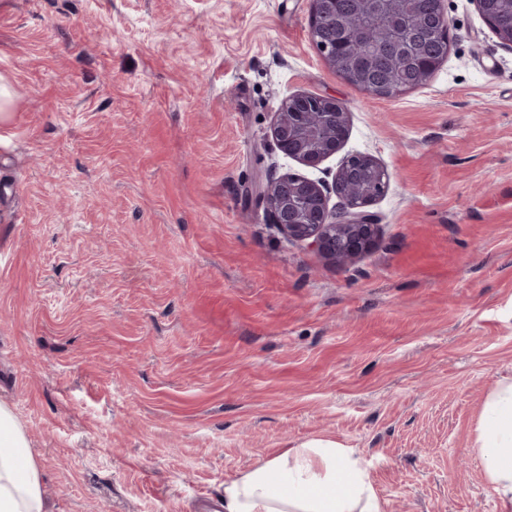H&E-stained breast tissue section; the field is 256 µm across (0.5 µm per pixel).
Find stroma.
Listing matches in <instances>:
<instances>
[{
	"label": "stroma",
	"instance_id": "stroma-1",
	"mask_svg": "<svg viewBox=\"0 0 512 512\" xmlns=\"http://www.w3.org/2000/svg\"><path fill=\"white\" fill-rule=\"evenodd\" d=\"M446 8V60L380 98L311 0H0V401L51 512H195L314 439L387 512H500L475 439L512 378V48ZM299 92L349 112L314 168L270 133ZM355 153L388 182L340 265L251 190Z\"/></svg>",
	"mask_w": 512,
	"mask_h": 512
}]
</instances>
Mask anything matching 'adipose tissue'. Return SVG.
Listing matches in <instances>:
<instances>
[{
  "label": "adipose tissue",
  "mask_w": 512,
  "mask_h": 512,
  "mask_svg": "<svg viewBox=\"0 0 512 512\" xmlns=\"http://www.w3.org/2000/svg\"><path fill=\"white\" fill-rule=\"evenodd\" d=\"M476 446L501 512H512V381L484 402ZM27 433L0 401V512H46ZM224 512H386L354 449L314 440L225 482Z\"/></svg>",
  "instance_id": "obj_1"
}]
</instances>
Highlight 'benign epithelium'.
<instances>
[{
  "mask_svg": "<svg viewBox=\"0 0 512 512\" xmlns=\"http://www.w3.org/2000/svg\"><path fill=\"white\" fill-rule=\"evenodd\" d=\"M416 44V31L409 27L393 31L380 27L369 51L392 63L404 49ZM325 64L347 83L357 81L363 91L377 96L383 88L363 81L355 68H347L336 51L322 49ZM349 112L336 98L312 93H296L284 100L275 113L271 137L277 148L299 163L315 167L345 146ZM368 167L386 176L383 165L366 154H350L338 169L332 191L338 203L329 205V190L318 181L297 174L266 180L258 195L265 203L273 224L288 240L301 242L333 262H346L368 251L376 240L378 225L368 211L382 192L366 191L358 204H351L350 186L359 178V169Z\"/></svg>",
  "mask_w": 512,
  "mask_h": 512,
  "instance_id": "1",
  "label": "benign epithelium"
}]
</instances>
